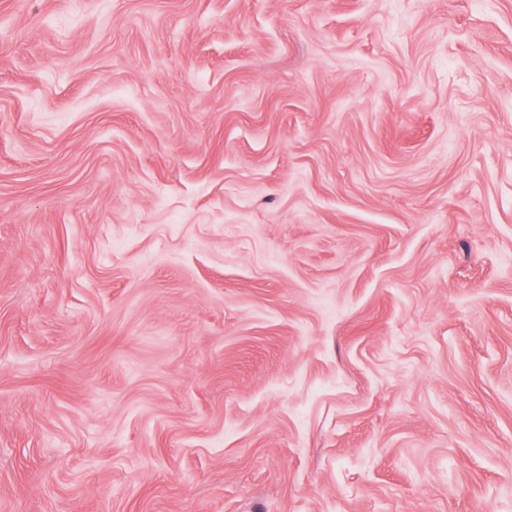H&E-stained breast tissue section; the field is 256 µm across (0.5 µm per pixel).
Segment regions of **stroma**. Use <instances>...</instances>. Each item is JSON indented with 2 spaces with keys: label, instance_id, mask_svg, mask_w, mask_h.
<instances>
[{
  "label": "stroma",
  "instance_id": "obj_1",
  "mask_svg": "<svg viewBox=\"0 0 512 512\" xmlns=\"http://www.w3.org/2000/svg\"><path fill=\"white\" fill-rule=\"evenodd\" d=\"M0 512H512V0H0Z\"/></svg>",
  "mask_w": 512,
  "mask_h": 512
}]
</instances>
